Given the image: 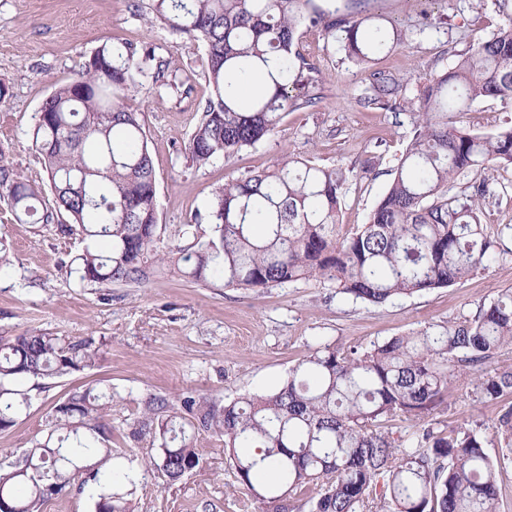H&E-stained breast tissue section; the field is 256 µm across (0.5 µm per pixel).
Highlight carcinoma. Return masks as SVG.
Here are the masks:
<instances>
[{
    "instance_id": "obj_1",
    "label": "carcinoma",
    "mask_w": 512,
    "mask_h": 512,
    "mask_svg": "<svg viewBox=\"0 0 512 512\" xmlns=\"http://www.w3.org/2000/svg\"><path fill=\"white\" fill-rule=\"evenodd\" d=\"M152 18L206 48L211 92L184 151L204 168L271 134L282 115L314 100L317 68L300 50L299 30L316 28L350 61L370 62L401 34L365 18L323 10L314 0H149ZM180 68L153 48L103 44L78 77L55 87L30 131L47 184L21 176L0 153V193L14 219L77 235L83 248L70 272L86 285H140L169 267L207 286L270 288L321 283L372 305L447 287L506 261L505 232L481 221L487 182L451 195L460 174L512 164V126L491 135L448 120L479 99L512 100V13L475 41L448 71L427 80L411 104L413 136L368 222L336 239L345 172L288 156L268 171L217 188L209 227L159 224L157 185L141 113L119 92L146 82L173 86ZM364 104L395 109L399 86L371 72ZM512 347V292L472 316L342 353L326 346L305 356L275 390L223 404L185 396L145 405L133 438L155 451L151 463L176 482L200 463L194 435L224 442L235 481L259 504L307 493L309 512H491L503 461L512 460V367L483 366ZM99 360L91 337L26 331L0 344V430L29 406L27 380L60 378ZM475 376L471 395L500 403L501 457L477 429H425L409 448L383 430L388 419L420 418L454 379ZM112 393L88 387L55 406L26 456L0 469V501L11 512H41L74 481L90 486L94 512H133V484L109 442ZM259 448L262 457L250 454ZM275 462L276 482L256 469Z\"/></svg>"
}]
</instances>
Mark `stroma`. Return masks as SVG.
<instances>
[{"label": "stroma", "instance_id": "35a3bbf8", "mask_svg": "<svg viewBox=\"0 0 512 512\" xmlns=\"http://www.w3.org/2000/svg\"><path fill=\"white\" fill-rule=\"evenodd\" d=\"M149 0H0V82L9 90L0 102V151L22 176L43 177L29 132L43 100L76 78L101 45L133 41L173 57L189 86L127 90L144 116L156 173L159 222L175 228L194 221L216 188L270 168L286 155L346 170L337 238L365 224L385 192L413 134L405 106L367 108L368 76L380 69L400 84L404 101L416 98L426 75L452 68L480 37L505 22L495 0H337L342 13L377 17L404 37L364 65L347 60L330 39L304 30L302 47L320 71L315 104L284 113L278 128L254 146L192 166L184 144L199 102L208 93L205 51L150 20ZM457 125L490 134L512 125V100L480 99L454 114ZM495 194L482 220L510 227L512 165L488 169ZM0 239L12 263L0 268V340L28 330L93 338L100 348L94 368L28 382L30 405L15 426L0 431V466L22 458L42 435L52 408L69 393L96 386L112 393V446L125 453L135 475V512H259L235 485L221 441L197 434L200 464L169 484L149 463L150 445L133 440L134 421L154 396L179 403L186 395L228 401L275 389L292 367L315 349L366 348L461 316L475 314L501 293L512 291V261L495 262L445 288L403 296L382 305L355 300L316 280L271 288H220L175 274L150 277L140 286L83 287L68 263L81 248L78 238L14 221L0 201ZM470 378H460L423 421L392 418L394 435L411 437L421 426L448 431L480 430L487 452L498 458L494 423L499 406L477 400Z\"/></svg>", "mask_w": 512, "mask_h": 512}]
</instances>
